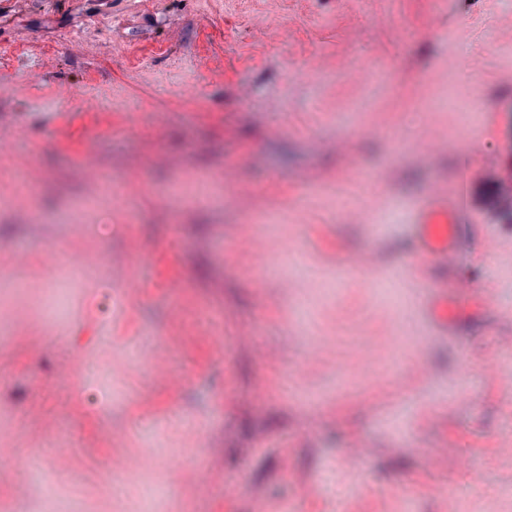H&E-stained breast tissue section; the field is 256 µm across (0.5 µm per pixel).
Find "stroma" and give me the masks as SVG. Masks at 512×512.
I'll use <instances>...</instances> for the list:
<instances>
[{
    "label": "stroma",
    "mask_w": 512,
    "mask_h": 512,
    "mask_svg": "<svg viewBox=\"0 0 512 512\" xmlns=\"http://www.w3.org/2000/svg\"><path fill=\"white\" fill-rule=\"evenodd\" d=\"M1 57L0 512H512V0H0Z\"/></svg>",
    "instance_id": "obj_1"
}]
</instances>
